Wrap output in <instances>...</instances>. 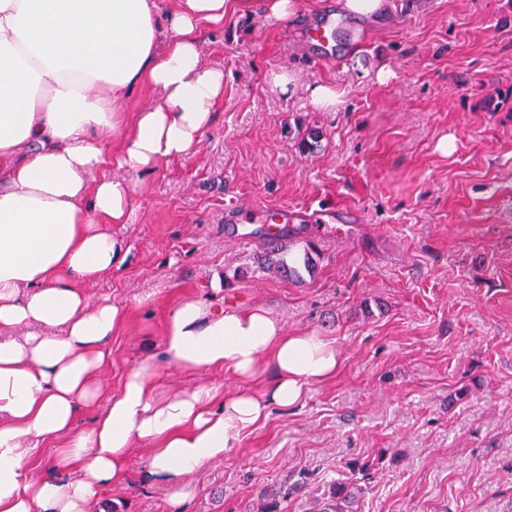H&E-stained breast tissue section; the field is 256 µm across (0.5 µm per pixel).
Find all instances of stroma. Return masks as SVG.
Masks as SVG:
<instances>
[{"mask_svg":"<svg viewBox=\"0 0 512 512\" xmlns=\"http://www.w3.org/2000/svg\"><path fill=\"white\" fill-rule=\"evenodd\" d=\"M266 2L235 0L201 31L204 62L224 69L214 120L194 154L140 177L130 222L110 227L121 261L84 291L128 312L102 371L115 391L194 298L335 338L341 367L205 465L188 499L147 477L138 445L95 508L253 512L274 486L280 512H312L368 462L361 512H512V0H388L344 16L339 62L292 43L326 0L286 20ZM284 70L285 93L270 80ZM320 83L343 90L336 111L311 106ZM312 129L320 146L301 152ZM250 203L320 225L314 275L253 274L262 225L224 221ZM199 385L237 383L161 362L159 394Z\"/></svg>","mask_w":512,"mask_h":512,"instance_id":"stroma-1","label":"stroma"}]
</instances>
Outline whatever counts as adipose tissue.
I'll list each match as a JSON object with an SVG mask.
<instances>
[{
    "label": "adipose tissue",
    "instance_id": "adipose-tissue-1",
    "mask_svg": "<svg viewBox=\"0 0 512 512\" xmlns=\"http://www.w3.org/2000/svg\"><path fill=\"white\" fill-rule=\"evenodd\" d=\"M228 2L0 0V512H89L138 444L152 480L187 499L206 464L340 365L334 339L287 333L261 307L192 299L171 313L162 357L103 392L126 311L89 305L82 285L119 261L108 227L129 220L133 177L192 155L211 125L224 71L203 62L198 34L223 24ZM142 85L156 100L127 117L122 103ZM163 360L226 369L243 386L162 396ZM269 367L263 395L245 389ZM101 398L103 410L74 431ZM50 445L56 475L32 478L31 461Z\"/></svg>",
    "mask_w": 512,
    "mask_h": 512
}]
</instances>
